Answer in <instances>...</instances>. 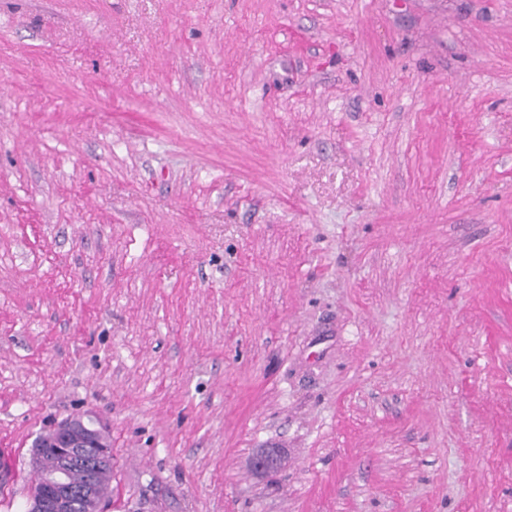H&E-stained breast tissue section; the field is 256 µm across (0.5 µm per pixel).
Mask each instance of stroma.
Returning a JSON list of instances; mask_svg holds the SVG:
<instances>
[{
	"label": "stroma",
	"instance_id": "35a3bbf8",
	"mask_svg": "<svg viewBox=\"0 0 512 512\" xmlns=\"http://www.w3.org/2000/svg\"><path fill=\"white\" fill-rule=\"evenodd\" d=\"M86 411L111 512H512V0H0V512Z\"/></svg>",
	"mask_w": 512,
	"mask_h": 512
}]
</instances>
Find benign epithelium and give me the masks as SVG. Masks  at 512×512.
I'll list each match as a JSON object with an SVG mask.
<instances>
[{
  "label": "benign epithelium",
  "mask_w": 512,
  "mask_h": 512,
  "mask_svg": "<svg viewBox=\"0 0 512 512\" xmlns=\"http://www.w3.org/2000/svg\"><path fill=\"white\" fill-rule=\"evenodd\" d=\"M103 434L105 424L87 414L67 418L35 439L32 465L41 466L45 448L50 447L53 466L44 474L43 484L33 490L27 512H106L97 478L112 468V449L101 441ZM279 462V449L263 448L253 458L252 467L262 472L276 468ZM76 471L85 474L79 483L71 479Z\"/></svg>",
  "instance_id": "1"
}]
</instances>
